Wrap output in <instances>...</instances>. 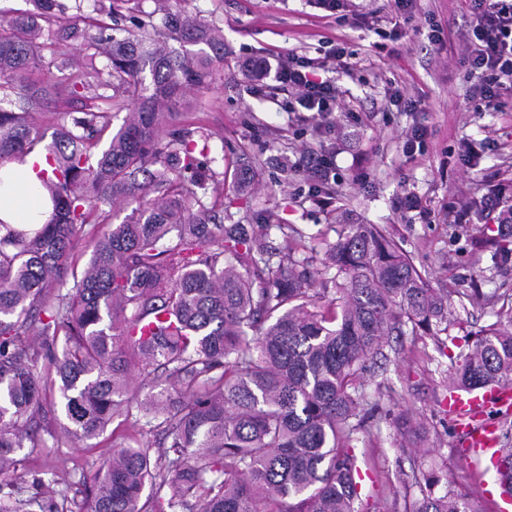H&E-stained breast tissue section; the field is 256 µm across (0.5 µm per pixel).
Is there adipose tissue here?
<instances>
[{"label": "adipose tissue", "mask_w": 512, "mask_h": 512, "mask_svg": "<svg viewBox=\"0 0 512 512\" xmlns=\"http://www.w3.org/2000/svg\"><path fill=\"white\" fill-rule=\"evenodd\" d=\"M45 154L33 153L27 163L0 165V222L23 230L45 224L52 202L37 177V169L47 168Z\"/></svg>", "instance_id": "obj_1"}]
</instances>
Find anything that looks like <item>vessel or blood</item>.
<instances>
[{
  "label": "vessel or blood",
  "mask_w": 512,
  "mask_h": 512,
  "mask_svg": "<svg viewBox=\"0 0 512 512\" xmlns=\"http://www.w3.org/2000/svg\"><path fill=\"white\" fill-rule=\"evenodd\" d=\"M443 405L464 435L467 454L482 462L500 458L497 417L512 413V385L492 384L479 392H449Z\"/></svg>",
  "instance_id": "obj_1"
}]
</instances>
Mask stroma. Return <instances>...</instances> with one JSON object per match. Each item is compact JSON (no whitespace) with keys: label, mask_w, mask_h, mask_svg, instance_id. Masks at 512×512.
<instances>
[{"label":"stroma","mask_w":512,"mask_h":512,"mask_svg":"<svg viewBox=\"0 0 512 512\" xmlns=\"http://www.w3.org/2000/svg\"><path fill=\"white\" fill-rule=\"evenodd\" d=\"M368 18L340 21L308 0H172L176 11L216 20L224 28V62L209 88L188 93L181 116L185 127L208 135L206 163L222 182L224 208L235 217L266 211L274 221L297 228L310 248L311 269H319L325 243L335 241L341 209L365 224L384 228L409 255L430 287L448 292L449 334L441 340L392 332L380 354L367 362V391L376 411L367 425L372 444L356 443L360 469L359 512H404L418 488H405V473L441 471L442 487L471 493L480 487L485 512H512V500L498 495L495 470L464 459L463 439L442 409L448 375L469 349L468 335L496 320L497 301L512 296V235H502L493 218L474 213L473 223L456 224L445 216L449 202L472 203L482 188L496 185L512 203V112H479L471 90L478 82L459 63L469 16L464 0H420L413 28L398 32L385 22L390 0H359ZM453 22L450 40L430 44V20ZM341 46L358 61L353 73H331L347 111L356 115L359 145L342 148L290 112L291 94L268 88L249 91L243 70L250 57L298 54L310 58ZM429 103L425 112L391 105L395 91ZM425 128L420 150L405 154V135ZM465 142L485 143L475 168L458 160ZM333 153V197L318 200L299 167L310 149ZM260 168L261 175L239 192L235 175ZM418 208L398 207L404 194ZM132 203L100 205L80 232L74 252L78 265L90 257L93 234L120 223ZM410 412L427 429L419 449L402 450L396 416ZM47 428L43 447L23 449L7 475L16 493H35L34 477L50 480L54 501L84 498L83 483L112 455L130 444L128 423L114 421L99 438L76 442L53 430V413L40 420Z\"/></svg>","instance_id":"1"}]
</instances>
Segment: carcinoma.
I'll list each match as a JSON object with an SVG mask.
<instances>
[{"mask_svg": "<svg viewBox=\"0 0 512 512\" xmlns=\"http://www.w3.org/2000/svg\"><path fill=\"white\" fill-rule=\"evenodd\" d=\"M29 2L0 19V162L45 151L51 171L37 175L53 212L33 233L0 222V478L20 451L42 447L50 385L74 440L103 435L134 408L162 436L157 448L113 450L87 488L89 512H358L365 362L395 329L448 333V295L380 227L356 223L326 247L333 295L319 305L300 234L277 225L272 268L269 226L215 223L221 199L206 204L204 182L187 176L203 168L207 136L179 118L187 91L208 87L224 61L216 21L175 14L169 0L150 12L140 0ZM124 5L141 12L134 29L103 35L99 18L116 20ZM63 94L81 107L49 134L32 112ZM129 106L113 129L112 113ZM125 201L139 205L75 268L92 210ZM260 263L267 276L256 282L249 268ZM136 376L167 387L138 401ZM494 383L512 384V307L473 335L448 387ZM395 423L403 449L423 433L407 413ZM497 472L512 497V448ZM440 482L412 472L404 484L422 497L405 512H480L466 495H436ZM0 512L58 508L0 483Z\"/></svg>", "mask_w": 512, "mask_h": 512, "instance_id": "cac0c4a2", "label": "carcinoma"}]
</instances>
